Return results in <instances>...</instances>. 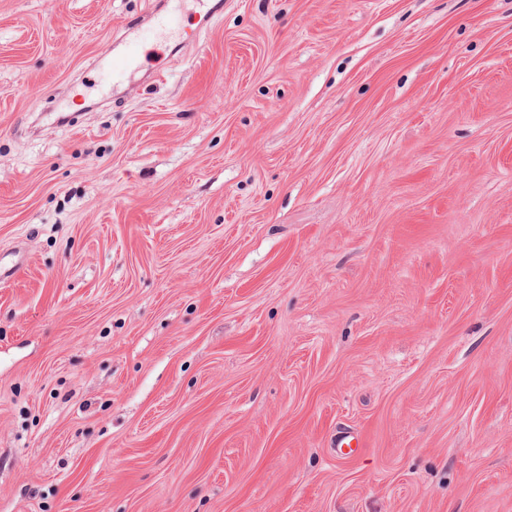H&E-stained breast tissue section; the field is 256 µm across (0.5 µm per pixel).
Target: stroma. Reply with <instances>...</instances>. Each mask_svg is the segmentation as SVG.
<instances>
[{
    "mask_svg": "<svg viewBox=\"0 0 512 512\" xmlns=\"http://www.w3.org/2000/svg\"><path fill=\"white\" fill-rule=\"evenodd\" d=\"M0 0V512H512V0ZM164 2L151 11L147 20L140 24L131 38L125 39L122 48L113 52L105 65V76L112 88L123 86L130 76L143 65V48L150 39L168 38L180 45L196 44L200 32L189 33L181 28L175 11L163 12Z\"/></svg>",
    "mask_w": 512,
    "mask_h": 512,
    "instance_id": "1",
    "label": "stroma"
}]
</instances>
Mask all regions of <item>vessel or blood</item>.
I'll return each instance as SVG.
<instances>
[{
    "label": "vessel or blood",
    "mask_w": 512,
    "mask_h": 512,
    "mask_svg": "<svg viewBox=\"0 0 512 512\" xmlns=\"http://www.w3.org/2000/svg\"><path fill=\"white\" fill-rule=\"evenodd\" d=\"M168 38L180 45L197 43L198 33L186 31L178 23L176 13L154 8L147 20L140 24L131 38L125 39L121 49L114 52L105 65V74L113 87L127 83L130 76L143 65V48L151 39Z\"/></svg>",
    "instance_id": "vessel-or-blood-1"
}]
</instances>
